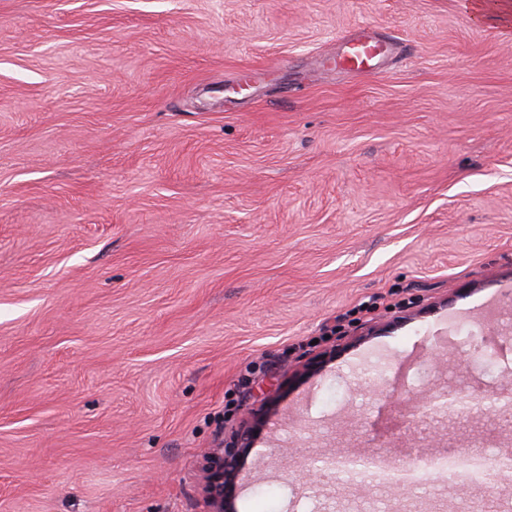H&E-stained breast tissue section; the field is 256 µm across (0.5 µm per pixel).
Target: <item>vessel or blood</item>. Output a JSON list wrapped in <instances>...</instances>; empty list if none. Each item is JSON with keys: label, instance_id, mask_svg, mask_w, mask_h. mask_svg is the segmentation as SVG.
I'll return each instance as SVG.
<instances>
[{"label": "vessel or blood", "instance_id": "b4317fda", "mask_svg": "<svg viewBox=\"0 0 512 512\" xmlns=\"http://www.w3.org/2000/svg\"><path fill=\"white\" fill-rule=\"evenodd\" d=\"M396 50L394 38L361 30L346 37L333 61L336 70L347 73H376Z\"/></svg>", "mask_w": 512, "mask_h": 512}]
</instances>
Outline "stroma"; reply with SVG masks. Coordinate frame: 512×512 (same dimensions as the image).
Masks as SVG:
<instances>
[{
	"mask_svg": "<svg viewBox=\"0 0 512 512\" xmlns=\"http://www.w3.org/2000/svg\"><path fill=\"white\" fill-rule=\"evenodd\" d=\"M0 0V512H464L512 455V0ZM394 36L370 76L321 68ZM255 368L252 383L238 380ZM492 409L493 406L486 405L482 398L465 392H462L448 407V411L461 416L483 413ZM208 448L202 454V481L201 495L204 512H224V486L231 483L236 477L235 453L226 448H247L248 443L237 437L233 447ZM431 467L433 470H421L414 464L375 465L360 458H338L330 463L333 470L362 474L384 487H414L430 480L435 471L446 473L464 484L483 486L493 475L510 476L512 460H505L491 448L476 453H442L432 460Z\"/></svg>",
	"mask_w": 512,
	"mask_h": 512,
	"instance_id": "35a3bbf8",
	"label": "stroma"
}]
</instances>
